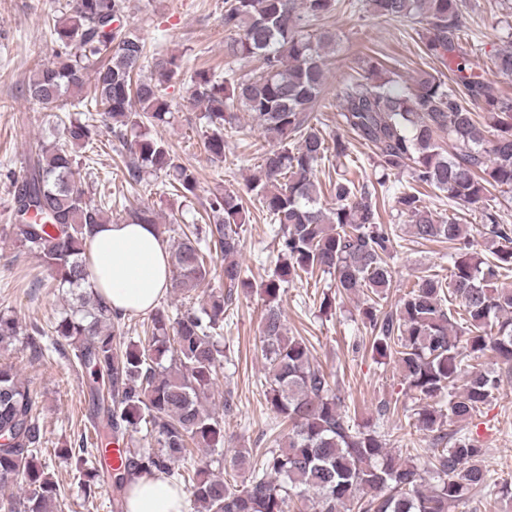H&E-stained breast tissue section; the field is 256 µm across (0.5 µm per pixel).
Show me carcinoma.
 Segmentation results:
<instances>
[{"mask_svg":"<svg viewBox=\"0 0 512 512\" xmlns=\"http://www.w3.org/2000/svg\"><path fill=\"white\" fill-rule=\"evenodd\" d=\"M363 2L378 18L423 25V53L448 59L456 86L421 71L411 85L398 88L383 77L384 62L376 59L365 80H351L336 94L350 137H327L311 119L325 86L323 51L333 36L305 29L335 11L340 0H224L227 55L257 61L260 73L247 80L205 69L191 75L190 100L201 110L204 145L213 159H224V132L233 128L240 110L279 144L265 153L247 193L279 225L276 268L262 284L267 304L261 334L268 364L264 395L289 429L241 485L205 465L177 472L174 466L191 444L224 446V419L202 399L224 362L229 302L238 289L252 287L237 260L245 200L233 191L211 193L200 222L180 229L170 251L171 289L188 299L211 279L208 251L224 260L223 289L174 318L163 307L153 308L147 336L126 340L122 317L88 291V233L109 219L104 206L93 204L79 186L76 156L94 143L101 120L128 143L126 169L133 182L162 173L185 200L195 197L197 171L145 131L147 122L169 123L166 89L182 64L175 55L147 49L136 31L116 25L124 0H72L69 16L48 24L54 60L30 78L28 96L43 105L82 108L88 115L69 120L63 141H37L25 175L12 184V232L41 260L53 286L68 289L80 305H91L54 325L60 353L88 372L89 415L103 423L92 443L95 465L84 473L87 486L106 474L121 489L135 475L157 471L190 491L206 512H453L473 491L512 506V483L491 481L477 439L440 435V447L427 449V461L402 462L376 431L351 425L329 376L313 364L307 340L288 335L282 320L283 285L304 274L330 275L340 295L363 294L359 314L373 335L372 350L396 354L406 382L422 401L414 412L422 432L440 429L445 415L472 417L498 389L501 376L471 364L473 359L490 354L512 368V288L498 285L501 271L512 270V228L497 215L485 214L492 259L477 252L457 255V245L468 239L467 225L438 218L417 192L399 193L397 210L410 218L413 236L448 244L453 271L447 282L435 274L417 277L395 310L383 312L379 300L392 283L387 261L392 237L380 222L377 191L342 175L333 185L335 206H319L318 167L330 154L338 161L348 157L354 140L372 151L382 188L389 175L409 169L414 181L456 203L479 205L493 190H512V97L457 61L466 30L462 0ZM493 64L498 75L512 78V48L498 51ZM145 68L151 76L143 80ZM90 72L95 99L86 102L81 92ZM28 212L36 220L20 222ZM129 219L152 224L162 235L172 231L149 207L129 211ZM458 318L467 324L464 340ZM445 394L446 414L431 405ZM143 426L149 446L124 448L121 466L109 465L100 450ZM0 431L10 437L0 447V487L21 477L30 487L23 512H52L60 487L38 463L43 427L29 387L3 364Z\"/></svg>","mask_w":512,"mask_h":512,"instance_id":"cac0c4a2","label":"carcinoma"}]
</instances>
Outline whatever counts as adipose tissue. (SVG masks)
Listing matches in <instances>:
<instances>
[{"label": "adipose tissue", "mask_w": 512, "mask_h": 512, "mask_svg": "<svg viewBox=\"0 0 512 512\" xmlns=\"http://www.w3.org/2000/svg\"><path fill=\"white\" fill-rule=\"evenodd\" d=\"M90 285L113 311L130 316L156 307L171 288L169 253L153 225L102 224L88 240ZM182 494L164 474L135 477L125 512H183Z\"/></svg>", "instance_id": "obj_1"}]
</instances>
